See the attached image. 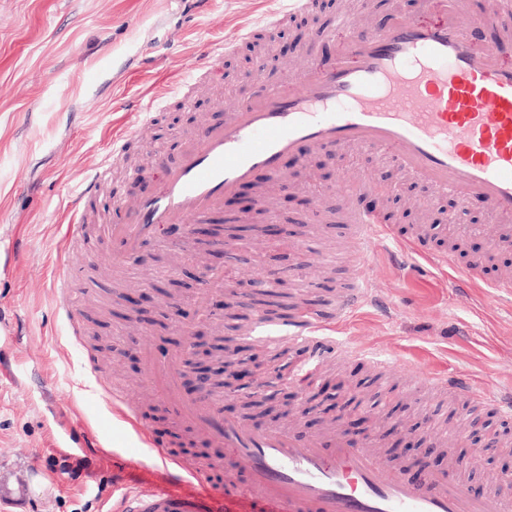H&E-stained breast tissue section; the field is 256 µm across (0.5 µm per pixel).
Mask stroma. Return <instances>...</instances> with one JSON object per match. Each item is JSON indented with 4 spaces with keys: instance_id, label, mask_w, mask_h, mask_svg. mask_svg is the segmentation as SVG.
I'll return each mask as SVG.
<instances>
[{
    "instance_id": "stroma-1",
    "label": "stroma",
    "mask_w": 512,
    "mask_h": 512,
    "mask_svg": "<svg viewBox=\"0 0 512 512\" xmlns=\"http://www.w3.org/2000/svg\"><path fill=\"white\" fill-rule=\"evenodd\" d=\"M345 5L355 7L358 26L382 27L391 11L418 18L415 0H318L313 16L287 20L273 39L237 42L239 26L280 9V0H0V237H9L16 259L0 272V323L15 335L0 345V358L13 373L0 375V512H109L112 499L145 482L146 448L133 444L113 421L82 368L86 347L105 375L126 385L138 401L151 431L166 436L172 429L167 411L158 408L140 381L139 351L151 347L185 355L179 321L197 332L211 333L214 318L198 319L194 295L202 264L184 258L178 248L149 241L141 247L133 271L113 267L108 244L97 230L112 221V188L136 171L140 192L156 187L155 153L176 160L183 137L195 124L220 120L243 100L245 79L260 59L278 57L279 77L300 67L304 58L326 68L336 47L327 42L307 47L301 31L332 29ZM234 43L225 55L223 78L201 83L191 107L177 96L155 98L159 83L189 78L212 43ZM154 102L155 119L140 110ZM140 127L126 147L127 157L112 167L97 197L86 204L91 231L75 249L70 266L91 280L94 291L77 310L82 345L68 340L66 323L55 314L49 259L61 239L64 208L70 193L101 165L112 150L118 124ZM352 170H378L402 186L391 203L393 221L402 233L419 223L424 211H439L440 198L414 183L382 154L355 151ZM287 181L273 186L269 205L286 225L292 243H305L306 278L292 277L296 300L321 308L329 291L346 283L344 225L319 232L306 222L310 178L322 185L317 195L322 212L343 206L347 187L337 186L335 165L322 154L306 161L284 162ZM256 189L245 188L227 200L212 222L226 227L238 217L237 239L228 241V258L239 271L238 301L248 300L260 277L288 267L289 249L280 239L262 236L266 217L254 208ZM386 310L367 305L335 329L336 360L305 382L280 391L271 401L243 382H232L217 400L226 416H242L263 425H298L307 434L331 426L317 410L284 416L285 404L300 405L318 390L336 394L343 386L365 382L362 391L368 418L361 429L382 427L391 459L405 464L410 478L422 468L445 469L448 448L467 462L462 476L472 495L512 479V421L457 400L430 398L404 373L408 364L470 380L489 392L512 389V301L486 290L464 291L456 274L414 262L393 265L386 248L373 249L362 266ZM140 290L149 297V321H127L122 294ZM362 347L370 356L386 357L385 369L350 359ZM69 419L74 435L93 428L127 449L126 462L112 466L95 453L71 455L57 448V416ZM506 431L511 443L492 450L493 461L476 458L479 443L473 426Z\"/></svg>"
}]
</instances>
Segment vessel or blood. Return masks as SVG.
<instances>
[{"mask_svg":"<svg viewBox=\"0 0 512 512\" xmlns=\"http://www.w3.org/2000/svg\"><path fill=\"white\" fill-rule=\"evenodd\" d=\"M419 2L425 10L440 7L441 20L423 25L394 11L383 28L373 30L339 16L336 24L348 29L349 37L338 46L330 69L307 64L293 81L262 84L260 93L246 97L222 120L195 130L177 161L155 154L161 179L152 194H134L128 182L114 188L119 219L102 227L113 264L124 265L147 240L169 238L173 228L189 236L191 223L206 222L243 186L261 176L281 178L284 158L316 151L341 167L347 152L357 149L383 153L434 194L482 203L497 226L493 249L512 248V65L504 64L493 48L477 54L475 45V32L483 28L497 31L500 44H512V0H493L476 15L469 0ZM315 6L316 0H290L288 9L266 14L258 28L275 34L287 15H308ZM255 29H240V41L251 39ZM227 51L223 44L211 48L196 79H219L215 64ZM133 136L129 129L114 136L111 154L69 203L64 253L53 286L57 315L74 337L80 334L77 290L66 255L84 235L85 200L98 193L112 166L122 161ZM349 230L357 260H364L366 243L389 242L429 265L457 268L452 248L439 253L425 248L429 225H417L403 236L377 215L357 212L349 218ZM369 291L358 275L350 287L333 293L328 300L333 319L358 309ZM320 319L314 309L299 305L278 324L275 339L281 345L300 342L315 359L331 357L335 342L314 333ZM409 375L418 389L512 420L511 390L492 396L463 379L414 368ZM141 376L176 424L227 449V468L223 483L213 485L202 463L174 456L168 441L149 435L124 386L96 377L95 391L105 397L113 416L129 423L162 465L158 484L124 491L113 501L112 512H201L199 502L206 494L214 498L215 512H512V496L498 486L471 496L456 459H449L444 471L413 482L388 461L380 434L357 440L341 428L313 436L291 427H262L226 417L210 396H179L173 355L146 352ZM78 447L116 463L125 454L106 435ZM242 468L249 475L245 492L237 481Z\"/></svg>","mask_w":512,"mask_h":512,"instance_id":"obj_1","label":"vessel or blood"}]
</instances>
